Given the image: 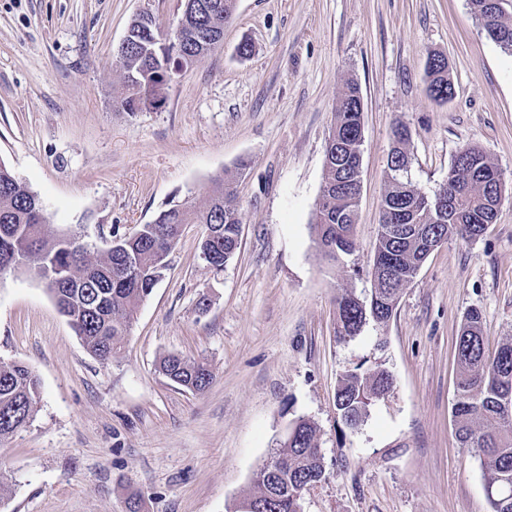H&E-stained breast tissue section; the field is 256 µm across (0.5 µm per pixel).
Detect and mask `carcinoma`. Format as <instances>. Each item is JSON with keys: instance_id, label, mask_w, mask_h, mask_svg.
<instances>
[{"instance_id": "cac0c4a2", "label": "carcinoma", "mask_w": 512, "mask_h": 512, "mask_svg": "<svg viewBox=\"0 0 512 512\" xmlns=\"http://www.w3.org/2000/svg\"><path fill=\"white\" fill-rule=\"evenodd\" d=\"M235 0H185L187 32L193 38L174 50L161 46L153 16L144 12L129 24L131 46L118 60L125 96L115 102L124 112H135L158 101L161 91L183 68L197 63L224 37ZM477 19L491 40L512 53V0H472ZM426 76L433 99L453 88L445 57L429 54ZM363 98L350 81L336 103L331 132L352 144L361 126ZM405 126L395 131L400 147L387 163V182L381 199L382 220L374 249L372 277L378 288L367 300L343 294L337 298L338 340L358 336L369 319L389 320L400 292L427 259L429 239L459 237L473 241L494 223L493 197L504 189L502 173L486 152L475 145L459 149L438 192L426 196L408 178V139ZM362 145L347 154L336 170V142H327L321 196L315 213V242L331 260L353 251L358 202L348 183L362 157ZM246 165L226 169L202 194L173 201L154 220L121 236L123 252L95 253L78 232L56 230L49 224L37 195L5 166L0 165V275L16 270L34 272L44 281L59 310L86 351L100 361L114 358L132 326L136 311L167 266L158 253L170 251L186 224H203L205 232L220 230L224 262L240 245L242 214L234 205L236 185ZM346 180L336 190V173ZM457 376L452 408L455 436L479 461L490 512H512V343L486 353L482 313L467 311L457 339ZM159 372L193 392L210 384L211 374L201 363L168 354ZM394 385L391 374L378 369L366 373L356 367L343 373L336 387V409L346 428L356 431L369 408ZM39 398V381L27 366L0 360V441L27 425ZM325 468L319 429L298 417L288 425L271 460L253 477V492L234 507L245 512L247 501H266L271 485L283 489L319 483Z\"/></svg>"}]
</instances>
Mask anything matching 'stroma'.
I'll use <instances>...</instances> for the list:
<instances>
[{
  "label": "stroma",
  "mask_w": 512,
  "mask_h": 512,
  "mask_svg": "<svg viewBox=\"0 0 512 512\" xmlns=\"http://www.w3.org/2000/svg\"><path fill=\"white\" fill-rule=\"evenodd\" d=\"M183 5L0 0V164L54 227L82 226L101 251L110 232L249 163L235 258L213 273L202 225H184L112 361L87 353L32 273L0 276V360L40 379L32 420L0 441L10 485L0 512H230L298 417L318 426L325 467L304 512H488L479 463L454 433L455 343L472 308L489 350L512 340V55L471 0H236L221 46L184 68L159 107L114 108L131 20L148 12L168 31ZM244 41L247 58L236 53ZM433 51L455 87L445 103L427 93ZM349 80L364 104L362 193L355 247L331 261L311 224ZM399 124L418 191L434 195L475 143L500 168L504 199L483 237L429 255L389 322L343 343L335 300L373 286ZM167 354L204 363L209 387L167 380L157 369ZM359 365L387 369L394 387L351 431L336 386Z\"/></svg>",
  "instance_id": "obj_1"
}]
</instances>
